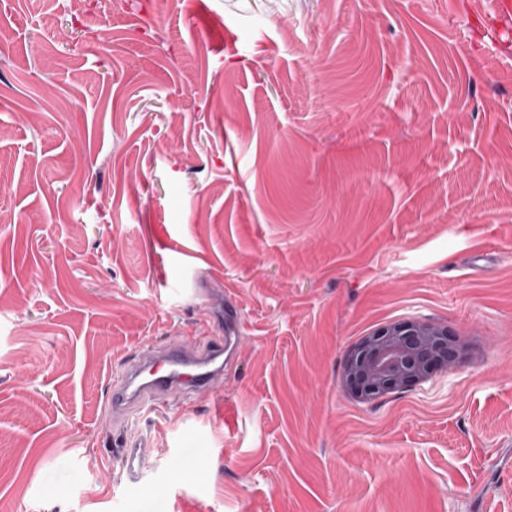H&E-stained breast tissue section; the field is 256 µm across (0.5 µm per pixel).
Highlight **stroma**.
Segmentation results:
<instances>
[{"mask_svg": "<svg viewBox=\"0 0 512 512\" xmlns=\"http://www.w3.org/2000/svg\"><path fill=\"white\" fill-rule=\"evenodd\" d=\"M498 2L0 0V512H512ZM228 307L223 380L115 424ZM409 320L467 356L350 398ZM121 449L128 474L132 478L139 477L144 468L143 443L141 441L126 442L124 448Z\"/></svg>", "mask_w": 512, "mask_h": 512, "instance_id": "obj_1", "label": "stroma"}]
</instances>
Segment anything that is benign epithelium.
<instances>
[{
	"mask_svg": "<svg viewBox=\"0 0 512 512\" xmlns=\"http://www.w3.org/2000/svg\"><path fill=\"white\" fill-rule=\"evenodd\" d=\"M467 354L448 327L429 321L390 323L361 338L346 356L341 385L365 402L428 381Z\"/></svg>",
	"mask_w": 512,
	"mask_h": 512,
	"instance_id": "1",
	"label": "benign epithelium"
}]
</instances>
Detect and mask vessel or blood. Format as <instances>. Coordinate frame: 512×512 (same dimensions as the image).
Here are the masks:
<instances>
[{
  "mask_svg": "<svg viewBox=\"0 0 512 512\" xmlns=\"http://www.w3.org/2000/svg\"><path fill=\"white\" fill-rule=\"evenodd\" d=\"M239 331L233 320L227 335L210 337L205 343L186 340L145 350L112 385L109 405L113 417L124 420L152 410L159 398L173 392L185 401H194L201 390L223 377ZM122 458L128 474L139 477L144 468L142 442L125 444Z\"/></svg>",
  "mask_w": 512,
  "mask_h": 512,
  "instance_id": "b4317fda",
  "label": "vessel or blood"
}]
</instances>
